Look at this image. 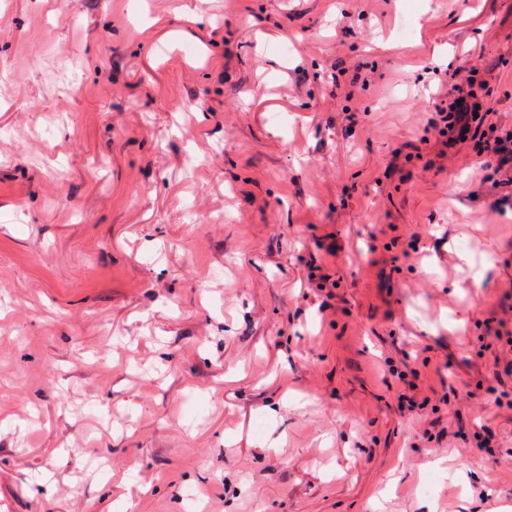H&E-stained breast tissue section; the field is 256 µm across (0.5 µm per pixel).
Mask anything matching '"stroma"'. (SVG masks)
Segmentation results:
<instances>
[{"label": "stroma", "instance_id": "1", "mask_svg": "<svg viewBox=\"0 0 512 512\" xmlns=\"http://www.w3.org/2000/svg\"><path fill=\"white\" fill-rule=\"evenodd\" d=\"M462 67L512 128V0H0V512H512ZM474 74V70L466 68L457 72L452 82L447 85L446 91L440 96V103H435L431 125L441 136H449L454 141L465 140L470 133L472 122L482 124L486 120L488 112H480V105L472 91ZM461 99H464V102H461ZM468 100L472 102L468 103ZM474 113H477L478 117H474Z\"/></svg>", "mask_w": 512, "mask_h": 512}]
</instances>
